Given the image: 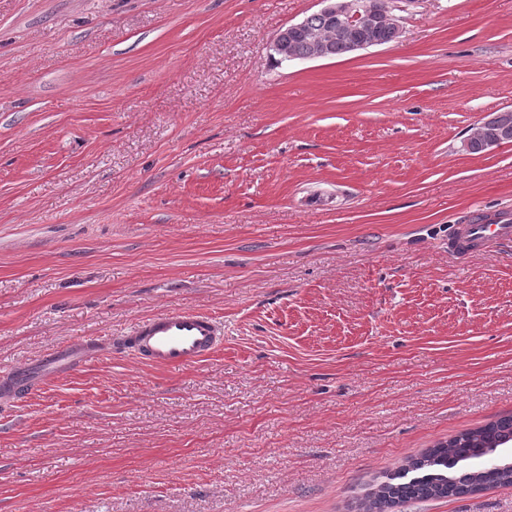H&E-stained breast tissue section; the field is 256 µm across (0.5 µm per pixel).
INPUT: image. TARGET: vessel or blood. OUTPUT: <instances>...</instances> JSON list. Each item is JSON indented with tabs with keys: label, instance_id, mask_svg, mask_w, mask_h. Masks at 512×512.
I'll return each instance as SVG.
<instances>
[{
	"label": "vessel or blood",
	"instance_id": "obj_1",
	"mask_svg": "<svg viewBox=\"0 0 512 512\" xmlns=\"http://www.w3.org/2000/svg\"><path fill=\"white\" fill-rule=\"evenodd\" d=\"M512 239V218L484 216L461 225L448 242L451 251L470 253L482 249L489 239ZM224 340L223 323L189 310H172L143 320L132 335L121 341L123 348L161 367H181L202 361ZM90 345H68L44 356L37 365L25 366L0 377V399L14 396L22 387L69 372L90 360Z\"/></svg>",
	"mask_w": 512,
	"mask_h": 512
}]
</instances>
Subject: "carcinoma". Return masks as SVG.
Wrapping results in <instances>:
<instances>
[{"mask_svg":"<svg viewBox=\"0 0 512 512\" xmlns=\"http://www.w3.org/2000/svg\"><path fill=\"white\" fill-rule=\"evenodd\" d=\"M512 445V428L492 421L438 442L427 452L407 462L422 475L407 482L389 481L381 485L363 504L364 512H386V506L424 503L457 498L486 488L512 485V470L488 463L490 455Z\"/></svg>","mask_w":512,"mask_h":512,"instance_id":"obj_1","label":"carcinoma"}]
</instances>
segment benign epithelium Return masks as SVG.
Masks as SVG:
<instances>
[{"instance_id":"7a95c632","label":"benign epithelium","mask_w":512,"mask_h":512,"mask_svg":"<svg viewBox=\"0 0 512 512\" xmlns=\"http://www.w3.org/2000/svg\"><path fill=\"white\" fill-rule=\"evenodd\" d=\"M324 6L319 10L329 20L326 31H314L305 27V22L290 24L282 28L273 38L270 46L272 55L281 62L294 61L298 56L293 44L298 39L306 40L311 51L308 60L336 57V43L344 46V52L352 54L371 47L380 46L384 41L380 35L386 33L389 39L397 40L402 33L400 12L414 0H320ZM512 123V109H504L494 119L480 121L472 126L464 140V146L471 142L480 143L489 152L503 144L496 126Z\"/></svg>"}]
</instances>
